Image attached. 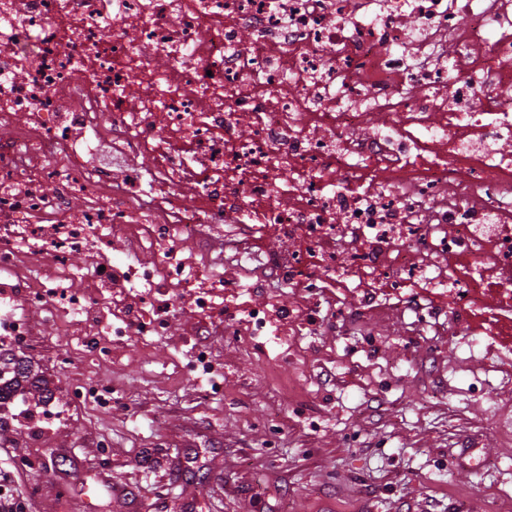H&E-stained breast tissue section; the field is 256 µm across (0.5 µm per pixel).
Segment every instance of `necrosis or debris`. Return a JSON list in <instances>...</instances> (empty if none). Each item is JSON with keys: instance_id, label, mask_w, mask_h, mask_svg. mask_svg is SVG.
Instances as JSON below:
<instances>
[{"instance_id": "obj_1", "label": "necrosis or debris", "mask_w": 512, "mask_h": 512, "mask_svg": "<svg viewBox=\"0 0 512 512\" xmlns=\"http://www.w3.org/2000/svg\"><path fill=\"white\" fill-rule=\"evenodd\" d=\"M224 223L235 237L179 259ZM270 234L280 248L258 249ZM120 237L152 262L121 266ZM329 275L355 280L360 310L444 319L472 347L497 335L512 312V0H0L10 335L33 313L106 317L90 349L109 363L165 335L177 300L264 352L267 311L239 293L302 289L287 315L308 336ZM123 279L140 288L128 315Z\"/></svg>"}]
</instances>
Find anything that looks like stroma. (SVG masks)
<instances>
[{"label": "stroma", "mask_w": 512, "mask_h": 512, "mask_svg": "<svg viewBox=\"0 0 512 512\" xmlns=\"http://www.w3.org/2000/svg\"><path fill=\"white\" fill-rule=\"evenodd\" d=\"M88 328L35 321L25 346L63 412L16 401L0 434L26 512H488L512 496V350L416 334L408 314L303 337L296 357L202 336L179 309L165 335L92 360ZM68 351L71 366L56 363ZM209 351L215 375L198 368ZM109 379L112 404L70 406L67 387ZM108 441L101 449L100 441ZM49 461L46 472L26 459Z\"/></svg>", "instance_id": "35a3bbf8"}]
</instances>
